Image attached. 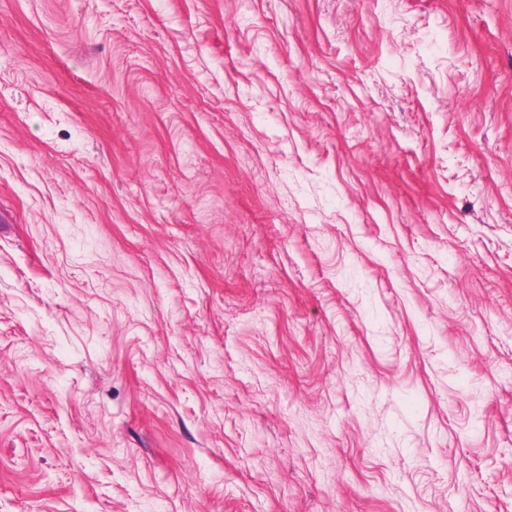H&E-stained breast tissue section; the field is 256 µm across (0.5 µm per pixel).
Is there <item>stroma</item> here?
Returning <instances> with one entry per match:
<instances>
[{
    "instance_id": "1",
    "label": "stroma",
    "mask_w": 512,
    "mask_h": 512,
    "mask_svg": "<svg viewBox=\"0 0 512 512\" xmlns=\"http://www.w3.org/2000/svg\"><path fill=\"white\" fill-rule=\"evenodd\" d=\"M0 512H512V0H0Z\"/></svg>"
}]
</instances>
